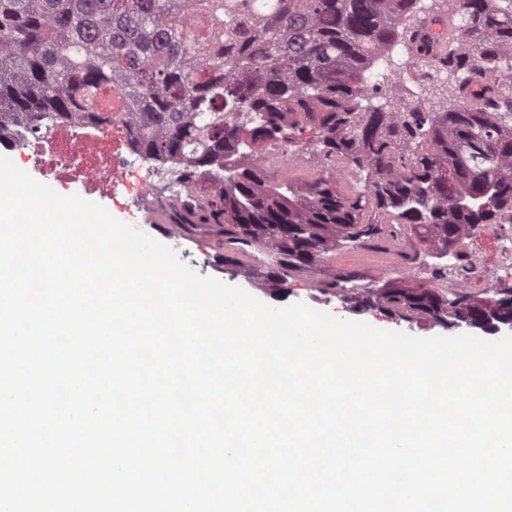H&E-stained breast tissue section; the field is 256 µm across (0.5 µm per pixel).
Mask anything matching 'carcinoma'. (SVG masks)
<instances>
[{"mask_svg": "<svg viewBox=\"0 0 512 512\" xmlns=\"http://www.w3.org/2000/svg\"><path fill=\"white\" fill-rule=\"evenodd\" d=\"M422 0H0V118L34 133L91 112L97 88L114 87L140 116L142 151L180 159L186 185L210 168L232 138L248 148L292 144L302 123L318 127L325 156L367 172L352 195L329 170L303 187L265 184L261 166L222 167L220 193L175 212L181 226L217 224L224 266L256 246L271 278L313 268L344 243L378 229L361 214L370 197L397 211L422 241L459 239L471 224L512 211V0H448L455 18L440 62L456 78L449 112L392 111L363 99V73L405 37ZM415 142L397 151L394 133ZM366 303L404 317L465 322L473 299L429 288H366Z\"/></svg>", "mask_w": 512, "mask_h": 512, "instance_id": "1", "label": "carcinoma"}]
</instances>
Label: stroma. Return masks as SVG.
Listing matches in <instances>:
<instances>
[{"instance_id": "obj_1", "label": "stroma", "mask_w": 512, "mask_h": 512, "mask_svg": "<svg viewBox=\"0 0 512 512\" xmlns=\"http://www.w3.org/2000/svg\"><path fill=\"white\" fill-rule=\"evenodd\" d=\"M396 66L394 74L379 84L377 98L380 102L399 107L413 102L420 112H445L456 102L455 79L435 62L411 59L401 47H394ZM318 131L314 125H305L297 136V159L288 167L266 165V180L279 184H304L317 179L327 161L318 143ZM366 217L378 219L383 233L377 241L362 247L349 244L340 247L336 253L318 267L296 271L278 288H269L265 281L266 268L262 265L261 253L243 257L242 262L252 272L251 277H228L223 267L218 266L217 256L221 253L219 227L196 228L190 231L186 247L178 251L180 260L200 258L205 262L200 275L219 280H231L262 302L282 307L302 302L308 306L335 315V317L378 323L384 327L408 333L421 338L455 336L467 333V326H446L421 318L406 319L393 311L376 304L348 303L332 294L325 286L326 281L336 277H352L369 288L379 285L380 274L405 287L423 286L444 293L448 290L446 279L440 278L432 259L425 255L422 245L414 236L409 225L395 223L391 214L368 206ZM417 266L416 274L407 275L401 270L405 262Z\"/></svg>"}]
</instances>
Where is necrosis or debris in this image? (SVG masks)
<instances>
[{"mask_svg":"<svg viewBox=\"0 0 512 512\" xmlns=\"http://www.w3.org/2000/svg\"><path fill=\"white\" fill-rule=\"evenodd\" d=\"M136 121L121 96L112 98V120L85 126L78 122L57 123L25 140L27 163L43 178L65 185H80L89 195L117 198L120 191L136 187L152 190L156 161L135 147ZM491 240L494 263L470 251L473 236ZM448 262V285L452 288L500 287L512 280V225L481 224L466 231L457 246L444 255Z\"/></svg>","mask_w":512,"mask_h":512,"instance_id":"obj_1","label":"necrosis or debris"}]
</instances>
